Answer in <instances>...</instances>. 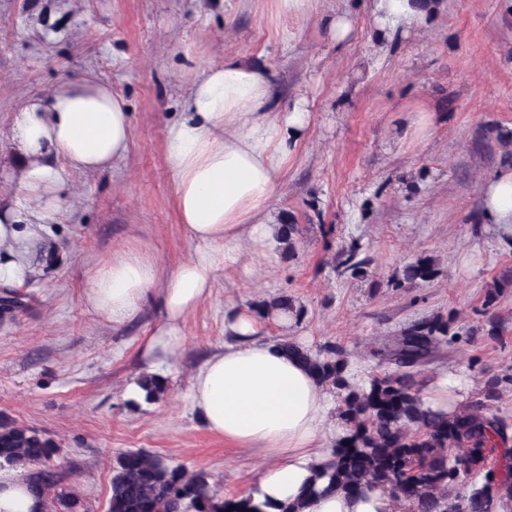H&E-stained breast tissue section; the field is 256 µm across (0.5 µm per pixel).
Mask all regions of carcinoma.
Listing matches in <instances>:
<instances>
[{"instance_id": "1", "label": "carcinoma", "mask_w": 512, "mask_h": 512, "mask_svg": "<svg viewBox=\"0 0 512 512\" xmlns=\"http://www.w3.org/2000/svg\"><path fill=\"white\" fill-rule=\"evenodd\" d=\"M371 259L353 242L335 257L339 274L367 275ZM439 274L436 259L421 255L395 276L393 287L430 283ZM262 316L302 308L289 296L254 306ZM452 317L441 314L418 321L377 352L392 368L368 382H351L349 360L335 344L313 353L289 342L318 380L336 393V414L346 433L329 459L315 471L309 492L347 494L368 488L387 489L407 502L410 512H512V453L504 463H489V448L512 441V425L498 415L496 402L501 380L485 382L481 398L460 406L453 414L424 407L420 367L450 343ZM142 401H160L167 380L144 374L137 380ZM140 401V402H142ZM140 402L127 400L138 407ZM57 448L37 430L0 417V467L23 469L46 500L45 512H79L80 502L63 493L51 495L61 474L51 463ZM471 488L464 489L467 480ZM107 512H263L251 495L220 496L202 471L190 473L166 458L143 449L119 452L112 463Z\"/></svg>"}]
</instances>
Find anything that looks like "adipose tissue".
Segmentation results:
<instances>
[{"label": "adipose tissue", "instance_id": "obj_1", "mask_svg": "<svg viewBox=\"0 0 512 512\" xmlns=\"http://www.w3.org/2000/svg\"><path fill=\"white\" fill-rule=\"evenodd\" d=\"M368 7L375 25L392 35L410 33L429 19L411 0H369ZM308 121L306 98L281 107L268 72L234 57L202 68L166 138L179 222L196 250L164 281L149 256L114 257L91 279L90 307L121 324L164 283L165 318L145 352H174L184 319L210 298L218 275L238 263L244 243L259 245L269 237L275 222L272 196ZM132 136L125 99L90 78L65 80L16 113L11 139L23 168L18 193L0 201V285H19L37 275L32 255L44 241L46 221L70 201L63 167L111 168L128 153ZM480 205L501 243L512 244V165L482 184ZM224 332L227 343L192 376L191 406L211 433L273 454L274 463L251 495L265 512H276V505L293 501L307 487L314 467L346 429L335 413L334 394L288 355L280 340L260 335L252 312H225ZM0 512H44L42 497L30 491L18 469H0ZM303 512L399 509L389 493L376 488L354 496L313 495Z\"/></svg>", "mask_w": 512, "mask_h": 512}]
</instances>
